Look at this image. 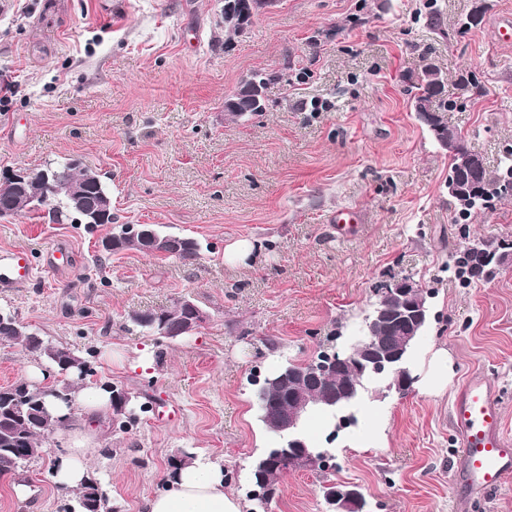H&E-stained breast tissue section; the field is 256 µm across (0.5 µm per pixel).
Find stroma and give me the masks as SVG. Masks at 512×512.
Segmentation results:
<instances>
[{
    "label": "stroma",
    "instance_id": "stroma-1",
    "mask_svg": "<svg viewBox=\"0 0 512 512\" xmlns=\"http://www.w3.org/2000/svg\"><path fill=\"white\" fill-rule=\"evenodd\" d=\"M479 25L467 26L474 11ZM512 0H275L227 37L224 0H0V176L78 160L107 174L112 221L94 229L22 213L0 218V248L34 255L31 285L0 292V312L83 357L95 382L130 394L134 419L92 422L91 463L112 512H145L181 451L215 461L247 498L251 463L276 436L255 380L358 339L377 288L408 277L431 319L410 356L406 395L367 383L357 422L329 439L305 432L336 466L284 475L268 512H324L326 481L359 486L371 512H512V482L485 497L451 487L452 405L465 376L498 388L512 434V197L461 220L449 160L414 112L427 64L447 78L449 125L496 170L512 151V48L491 30ZM272 80L263 112L236 118L225 99L246 75ZM329 103L326 111L314 102ZM359 213L342 238L331 217ZM117 224H159L194 238L184 262L103 253ZM503 245L494 277L454 271L471 240ZM253 250L229 262L224 250ZM71 260L52 270L46 250ZM188 299L208 321L171 339L129 317ZM448 384H423L439 351ZM48 363L0 341V386ZM56 451L0 478V512H62Z\"/></svg>",
    "mask_w": 512,
    "mask_h": 512
}]
</instances>
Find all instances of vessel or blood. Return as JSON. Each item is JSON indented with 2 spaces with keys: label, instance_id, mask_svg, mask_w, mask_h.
<instances>
[{
  "label": "vessel or blood",
  "instance_id": "b4317fda",
  "mask_svg": "<svg viewBox=\"0 0 512 512\" xmlns=\"http://www.w3.org/2000/svg\"><path fill=\"white\" fill-rule=\"evenodd\" d=\"M34 264L21 248H0V289L30 284ZM458 449L454 481L469 495L485 497L512 479V437L503 428L499 391L484 374L471 372L451 411Z\"/></svg>",
  "mask_w": 512,
  "mask_h": 512
}]
</instances>
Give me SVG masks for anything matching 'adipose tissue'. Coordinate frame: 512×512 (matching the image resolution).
<instances>
[{
    "instance_id": "ef3b65f1",
    "label": "adipose tissue",
    "mask_w": 512,
    "mask_h": 512,
    "mask_svg": "<svg viewBox=\"0 0 512 512\" xmlns=\"http://www.w3.org/2000/svg\"><path fill=\"white\" fill-rule=\"evenodd\" d=\"M95 450L89 437L74 430L55 466L57 485L77 489L88 480ZM147 512H242L238 499L224 490V471L216 463L192 462L172 470L166 487L146 503Z\"/></svg>"
}]
</instances>
